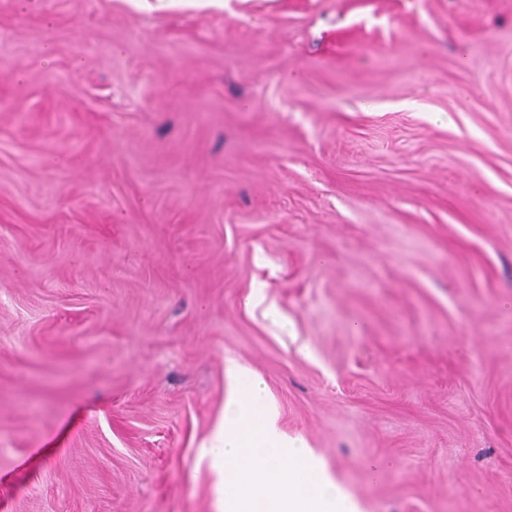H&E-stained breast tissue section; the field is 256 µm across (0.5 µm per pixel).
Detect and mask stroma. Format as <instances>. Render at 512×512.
I'll use <instances>...</instances> for the list:
<instances>
[{
  "label": "stroma",
  "mask_w": 512,
  "mask_h": 512,
  "mask_svg": "<svg viewBox=\"0 0 512 512\" xmlns=\"http://www.w3.org/2000/svg\"><path fill=\"white\" fill-rule=\"evenodd\" d=\"M232 362L512 512V0H0V512H215Z\"/></svg>",
  "instance_id": "obj_1"
}]
</instances>
